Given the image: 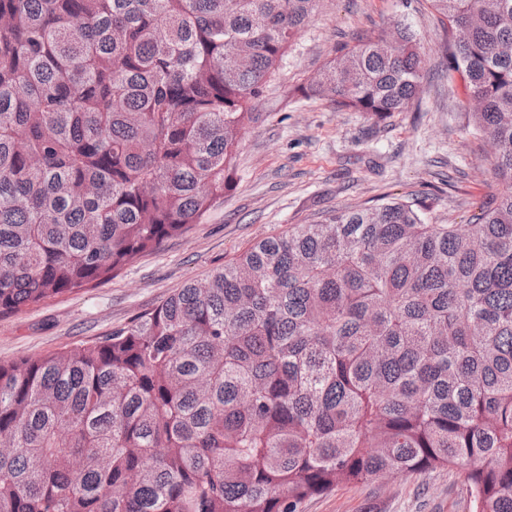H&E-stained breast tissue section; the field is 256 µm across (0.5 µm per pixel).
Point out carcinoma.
<instances>
[{
    "label": "carcinoma",
    "instance_id": "1",
    "mask_svg": "<svg viewBox=\"0 0 512 512\" xmlns=\"http://www.w3.org/2000/svg\"><path fill=\"white\" fill-rule=\"evenodd\" d=\"M321 0H0V315L112 279L224 203L254 103ZM496 192L390 198L263 238L105 339L0 363V512H297L465 471L512 512V0H429ZM409 29L301 89L378 121Z\"/></svg>",
    "mask_w": 512,
    "mask_h": 512
}]
</instances>
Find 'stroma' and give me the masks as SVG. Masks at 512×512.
I'll return each mask as SVG.
<instances>
[{
	"label": "stroma",
	"mask_w": 512,
	"mask_h": 512,
	"mask_svg": "<svg viewBox=\"0 0 512 512\" xmlns=\"http://www.w3.org/2000/svg\"><path fill=\"white\" fill-rule=\"evenodd\" d=\"M399 21L421 46L417 98L382 122L297 94L344 44ZM224 203L109 281L0 316V363L91 343L127 326L185 283L204 278L255 241L338 208L384 197L427 199L431 224L469 223L494 192L492 150L476 133L470 92L449 74L444 32L428 0H324L254 106ZM461 468L343 484L298 512H472Z\"/></svg>",
	"instance_id": "1"
}]
</instances>
